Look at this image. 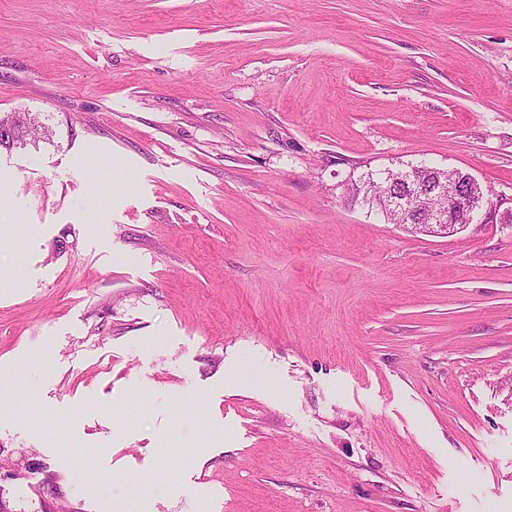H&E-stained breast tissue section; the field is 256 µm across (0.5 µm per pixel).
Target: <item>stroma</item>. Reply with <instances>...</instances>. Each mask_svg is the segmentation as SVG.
Returning a JSON list of instances; mask_svg holds the SVG:
<instances>
[{
    "instance_id": "1",
    "label": "stroma",
    "mask_w": 512,
    "mask_h": 512,
    "mask_svg": "<svg viewBox=\"0 0 512 512\" xmlns=\"http://www.w3.org/2000/svg\"><path fill=\"white\" fill-rule=\"evenodd\" d=\"M10 112L9 512H512V0H0ZM38 122L29 113L13 112L0 115V148L10 149L22 143L28 136H35ZM451 171L454 189L449 195L445 194L448 169L441 168L438 174L428 181L419 178L417 174L405 178L398 173H392V176L390 173L385 179H380L386 185L383 193L367 192L368 182L364 186L362 200L370 203L393 224H410L415 229L439 228L440 231L454 229L457 225L464 227L466 224H457L456 218L465 215L470 222L477 219L482 208L484 192L471 174L458 169ZM435 197L448 199V204L431 205L430 202ZM413 200L417 202V208L410 206Z\"/></svg>"
}]
</instances>
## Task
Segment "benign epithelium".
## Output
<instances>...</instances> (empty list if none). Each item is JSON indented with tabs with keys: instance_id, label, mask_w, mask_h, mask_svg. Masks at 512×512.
<instances>
[{
	"instance_id": "1",
	"label": "benign epithelium",
	"mask_w": 512,
	"mask_h": 512,
	"mask_svg": "<svg viewBox=\"0 0 512 512\" xmlns=\"http://www.w3.org/2000/svg\"><path fill=\"white\" fill-rule=\"evenodd\" d=\"M386 190L381 193L363 192L362 199L370 203L393 224H409L416 229L439 228L443 231L457 226L456 218L465 215L471 221L479 217L484 192L469 173L453 171L454 189L445 194L448 172H440L425 181L413 174L405 178L397 173L383 179Z\"/></svg>"
}]
</instances>
